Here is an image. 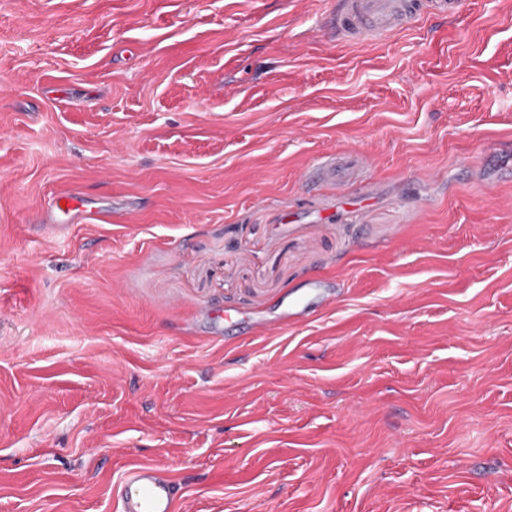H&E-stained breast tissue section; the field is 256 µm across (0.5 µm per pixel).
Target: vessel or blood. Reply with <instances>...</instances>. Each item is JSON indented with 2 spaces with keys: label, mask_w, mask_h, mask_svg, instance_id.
Masks as SVG:
<instances>
[{
  "label": "vessel or blood",
  "mask_w": 512,
  "mask_h": 512,
  "mask_svg": "<svg viewBox=\"0 0 512 512\" xmlns=\"http://www.w3.org/2000/svg\"><path fill=\"white\" fill-rule=\"evenodd\" d=\"M459 0H336L331 12L330 29L339 40L363 37L386 38L420 18L459 10ZM87 217L82 196L75 191L58 195L44 213L46 227L58 223L79 222ZM314 310L296 297H285L273 316L242 315L250 333L265 335L272 331L307 322ZM183 487L170 469L140 464L128 471L118 487L116 512H175Z\"/></svg>",
  "instance_id": "vessel-or-blood-1"
}]
</instances>
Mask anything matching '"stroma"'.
Returning <instances> with one entry per match:
<instances>
[{"label":"stroma","mask_w":512,"mask_h":512,"mask_svg":"<svg viewBox=\"0 0 512 512\" xmlns=\"http://www.w3.org/2000/svg\"><path fill=\"white\" fill-rule=\"evenodd\" d=\"M463 2L0 0V512L142 462L179 512H512V0ZM68 190L115 219L40 229ZM459 0H336L330 29L342 41L386 38L420 18L458 13ZM315 312L310 304L287 294L279 305V312L272 317L242 314L238 320L247 325L250 333L265 335L274 330L305 323Z\"/></svg>","instance_id":"obj_1"}]
</instances>
